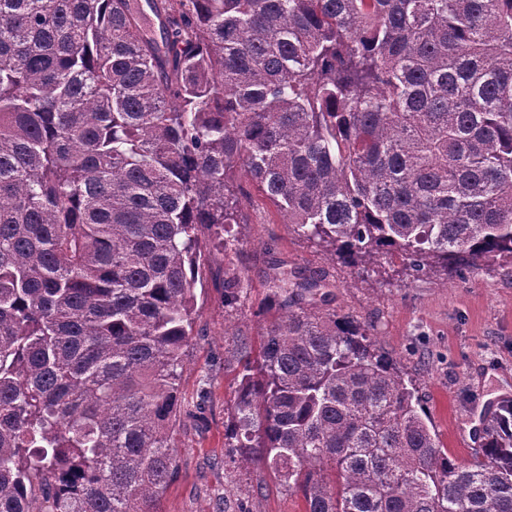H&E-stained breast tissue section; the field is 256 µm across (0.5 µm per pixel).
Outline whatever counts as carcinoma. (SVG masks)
Listing matches in <instances>:
<instances>
[{
	"label": "carcinoma",
	"instance_id": "carcinoma-1",
	"mask_svg": "<svg viewBox=\"0 0 512 512\" xmlns=\"http://www.w3.org/2000/svg\"><path fill=\"white\" fill-rule=\"evenodd\" d=\"M0 0V512H160L207 247L244 172L351 264H512V0ZM244 279L224 271V306ZM239 462L306 512H512V402L462 467L396 363L266 281Z\"/></svg>",
	"mask_w": 512,
	"mask_h": 512
}]
</instances>
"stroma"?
Wrapping results in <instances>:
<instances>
[{"label": "stroma", "mask_w": 512, "mask_h": 512, "mask_svg": "<svg viewBox=\"0 0 512 512\" xmlns=\"http://www.w3.org/2000/svg\"><path fill=\"white\" fill-rule=\"evenodd\" d=\"M243 245L232 259L210 252L196 291V334L180 380L175 429L178 472L162 512H305L303 495L270 471L239 464L225 448L238 375L256 355L259 335L277 312L269 275L288 269L323 277L337 315L367 326L375 347L412 382L440 444L468 464L481 456L479 432L497 402L512 400V266L453 277L415 276L397 258L362 264L332 260L325 247L284 223L255 184L240 176ZM248 283L238 310L222 304L224 267Z\"/></svg>", "instance_id": "1"}]
</instances>
